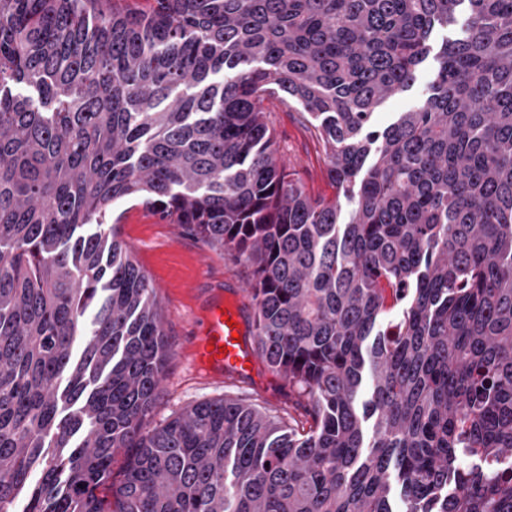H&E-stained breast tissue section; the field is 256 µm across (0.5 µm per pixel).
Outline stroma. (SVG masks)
Here are the masks:
<instances>
[{"label": "stroma", "mask_w": 512, "mask_h": 512, "mask_svg": "<svg viewBox=\"0 0 512 512\" xmlns=\"http://www.w3.org/2000/svg\"><path fill=\"white\" fill-rule=\"evenodd\" d=\"M433 77L432 63H425L416 85L409 91L388 99L376 112L375 124L384 127L400 112L416 106ZM275 129L281 155L305 190L312 195H332L325 177L324 155L311 136L300 112L272 95L263 103ZM112 216L119 224L120 235L148 274L164 316L166 340L171 357L166 366L148 426H155L183 408L227 394L246 398L274 415L303 417L302 406L288 398L284 379L265 373L254 382H241L230 377L218 378L195 366L186 351L194 339L192 312L196 300L214 289L237 294L244 310H251L252 300L246 291L250 270L242 262L207 248L181 225L169 223L159 215L131 200H120L112 206ZM205 254L207 269L194 283L179 276L181 267L192 265L198 254Z\"/></svg>", "instance_id": "1"}]
</instances>
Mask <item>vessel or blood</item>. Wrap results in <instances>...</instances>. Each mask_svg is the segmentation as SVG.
<instances>
[{"instance_id":"obj_1","label":"vessel or blood","mask_w":512,"mask_h":512,"mask_svg":"<svg viewBox=\"0 0 512 512\" xmlns=\"http://www.w3.org/2000/svg\"><path fill=\"white\" fill-rule=\"evenodd\" d=\"M194 332L196 364L237 378H249L256 373L259 359L252 343L244 338L246 327L236 295L212 299Z\"/></svg>"}]
</instances>
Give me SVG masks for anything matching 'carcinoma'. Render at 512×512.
Here are the masks:
<instances>
[{
    "label": "carcinoma",
    "mask_w": 512,
    "mask_h": 512,
    "mask_svg": "<svg viewBox=\"0 0 512 512\" xmlns=\"http://www.w3.org/2000/svg\"><path fill=\"white\" fill-rule=\"evenodd\" d=\"M116 2L0 0V512H512V0ZM123 198L250 266L309 425L226 395L145 428L168 352ZM433 77V65L429 61L425 63L416 85L409 91L388 99L376 112L375 124L378 127H385L392 123L399 112L416 106L425 93L426 87ZM263 106L273 123L280 154L287 159L294 177L308 193L332 196L324 155L300 112L285 105L277 95L266 98Z\"/></svg>",
    "instance_id": "1"
}]
</instances>
